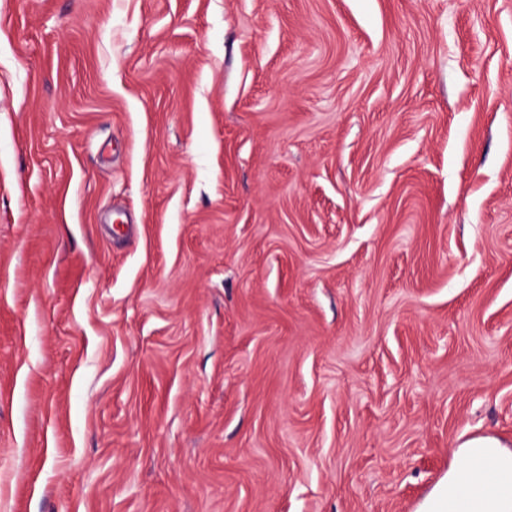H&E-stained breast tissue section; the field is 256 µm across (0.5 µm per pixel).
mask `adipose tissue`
I'll return each instance as SVG.
<instances>
[{
  "instance_id": "adipose-tissue-1",
  "label": "adipose tissue",
  "mask_w": 512,
  "mask_h": 512,
  "mask_svg": "<svg viewBox=\"0 0 512 512\" xmlns=\"http://www.w3.org/2000/svg\"><path fill=\"white\" fill-rule=\"evenodd\" d=\"M418 512H512V447L493 436L463 442Z\"/></svg>"
}]
</instances>
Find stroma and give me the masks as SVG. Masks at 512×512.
I'll list each match as a JSON object with an SVG mask.
<instances>
[{"instance_id":"35a3bbf8","label":"stroma","mask_w":512,"mask_h":512,"mask_svg":"<svg viewBox=\"0 0 512 512\" xmlns=\"http://www.w3.org/2000/svg\"><path fill=\"white\" fill-rule=\"evenodd\" d=\"M512 443V0H0V512H417Z\"/></svg>"}]
</instances>
